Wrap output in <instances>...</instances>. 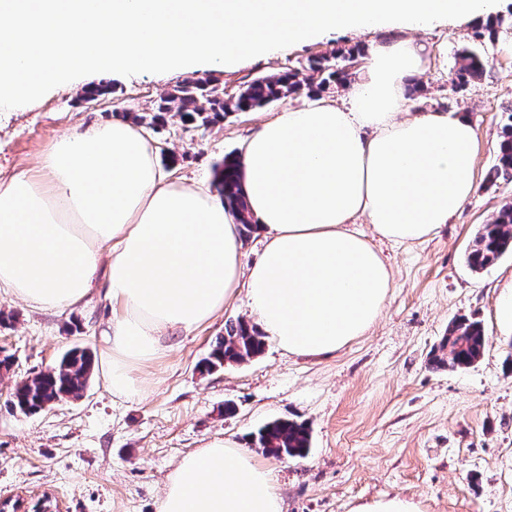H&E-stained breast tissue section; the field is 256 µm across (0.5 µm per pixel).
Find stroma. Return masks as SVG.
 Here are the masks:
<instances>
[{"instance_id":"1","label":"stroma","mask_w":512,"mask_h":512,"mask_svg":"<svg viewBox=\"0 0 512 512\" xmlns=\"http://www.w3.org/2000/svg\"><path fill=\"white\" fill-rule=\"evenodd\" d=\"M496 39L484 40L481 77L452 88L450 78L477 23L423 25L411 32L331 30L310 41L239 62L131 77L98 73L58 86L38 101L0 112V179L37 173L56 138L92 125L153 112L161 96L187 80H207L237 96L248 81L288 69L307 77L309 59L370 47L403 35L425 46L429 66L414 80V112L440 108L467 115L477 132V193L428 240H376L393 285L375 324L336 354L311 358L267 343L262 354L213 372L201 370L226 324H254L245 295L190 333L170 335L160 359L133 370L140 397L112 395L92 376L77 399L23 414L16 384L53 368L72 347L99 354L112 302L93 293L72 310L48 311L0 292V498L50 494L59 512H157L169 476L184 456L229 437L274 470L284 512H352L357 504L402 495L421 512H512V327L499 304L512 289V255L476 273L464 254L478 227L512 204V184L489 182L502 129L512 118V0H500ZM95 87L96 104L83 94ZM290 95L201 125L172 118L148 128L160 166L173 178L216 187V165L241 155L245 140L275 112L301 106ZM481 321L487 345L466 369H431L451 324ZM306 425L307 457L278 458L254 441L267 422Z\"/></svg>"}]
</instances>
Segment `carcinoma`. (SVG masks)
Listing matches in <instances>:
<instances>
[{"instance_id":"carcinoma-1","label":"carcinoma","mask_w":512,"mask_h":512,"mask_svg":"<svg viewBox=\"0 0 512 512\" xmlns=\"http://www.w3.org/2000/svg\"><path fill=\"white\" fill-rule=\"evenodd\" d=\"M360 53L349 52L321 56L309 60L307 69L312 75L303 86L307 94H318L331 85L342 82L350 69L360 64ZM458 83L483 74L485 64L481 49L467 47L461 56ZM296 73L292 71L258 77L240 91L230 103L224 101L215 88L184 82L164 95L157 110L151 115H139L140 122L156 126L167 121V116L180 117L184 122L201 121L213 123L224 118V112L235 109L246 111L262 107L288 93L300 90ZM510 124L504 127V139L499 145L497 164L490 178L512 183V113ZM224 205L236 212L240 223L252 226L246 198L242 188L240 158L227 156L221 167L218 184ZM512 251V204L503 206L495 218L484 224L476 233L467 251L466 261L474 271L484 270L496 264ZM487 343L484 329L478 321H461L448 329L442 349L448 354L435 355L431 364L453 369L466 368L479 361ZM263 335L255 328L239 321L225 328V335L217 339L209 357L205 359V370L224 366V361L239 362L263 352ZM94 370V357L86 350L72 348L52 368L53 374L43 372L27 379L21 388L13 392V405L21 412L36 413L44 404L60 402L66 398H79L87 387ZM258 447L275 457L304 458L310 449L308 429L296 422L274 420L263 426L256 437Z\"/></svg>"}]
</instances>
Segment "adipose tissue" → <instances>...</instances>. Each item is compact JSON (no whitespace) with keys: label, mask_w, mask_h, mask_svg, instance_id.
<instances>
[{"label":"adipose tissue","mask_w":512,"mask_h":512,"mask_svg":"<svg viewBox=\"0 0 512 512\" xmlns=\"http://www.w3.org/2000/svg\"><path fill=\"white\" fill-rule=\"evenodd\" d=\"M427 65L415 40L373 43L349 104L317 97L247 138L242 184L263 239L249 264L236 214L169 179L140 127L59 137L39 175L0 181V289L64 311L103 287L116 309L101 333L102 373L120 399L141 393L132 371L164 354V332L196 329L241 293L284 351L336 353L370 329L391 288L379 251L350 231L354 219L388 241H420L477 190L471 120L403 116ZM158 512H283V500L269 465L216 439L182 459Z\"/></svg>","instance_id":"ef3b65f1"}]
</instances>
